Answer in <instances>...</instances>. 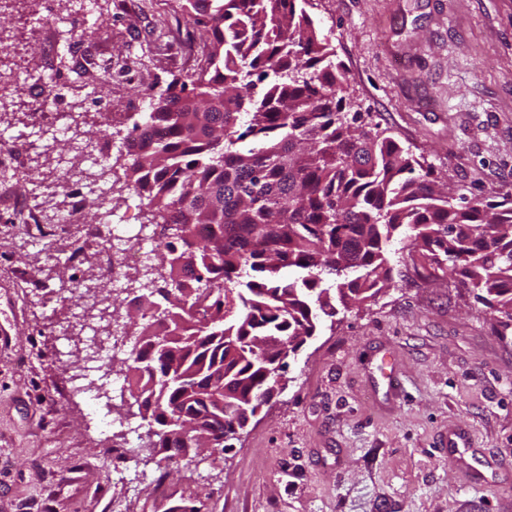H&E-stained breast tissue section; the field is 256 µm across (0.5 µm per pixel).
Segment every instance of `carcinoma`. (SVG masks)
<instances>
[{
	"label": "carcinoma",
	"mask_w": 512,
	"mask_h": 512,
	"mask_svg": "<svg viewBox=\"0 0 512 512\" xmlns=\"http://www.w3.org/2000/svg\"><path fill=\"white\" fill-rule=\"evenodd\" d=\"M306 2L180 0L206 36L207 64L149 89L151 111L132 132L165 134L124 175L121 154L94 164L77 154L94 141L81 87L51 131L66 136L62 181L147 200L157 259L125 276L135 343L121 363L140 368L129 397L170 463L226 448L283 389L273 370L284 374L337 306L391 287L396 239L417 274L459 277L512 327V206L455 204L412 152L351 111L346 72ZM68 292L118 321L124 301L112 294Z\"/></svg>",
	"instance_id": "carcinoma-1"
}]
</instances>
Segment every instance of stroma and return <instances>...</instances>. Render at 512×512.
Here are the masks:
<instances>
[{
  "instance_id": "1",
  "label": "stroma",
  "mask_w": 512,
  "mask_h": 512,
  "mask_svg": "<svg viewBox=\"0 0 512 512\" xmlns=\"http://www.w3.org/2000/svg\"><path fill=\"white\" fill-rule=\"evenodd\" d=\"M105 7L104 36L74 39L64 24L21 55L1 53L0 88L17 64L65 87L92 83L91 124L130 134L147 88L202 64V33L178 0ZM306 9L361 111L454 195L512 202V0ZM28 125L21 115L0 139L15 165L0 187V512H512V331L456 277L418 276L397 241L392 287L323 323L229 448L177 465L155 449L135 462L119 425L128 405L76 390L88 334L71 328L62 292L111 285L112 251L89 210L72 215L73 183L56 190L58 220L35 209L24 179L38 153L12 141ZM452 429L468 431L471 448H443Z\"/></svg>"
}]
</instances>
